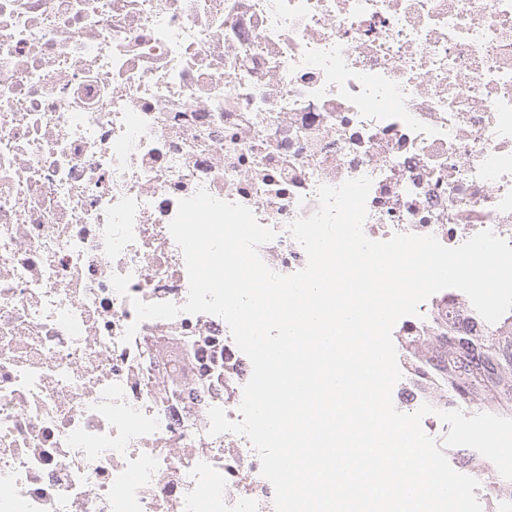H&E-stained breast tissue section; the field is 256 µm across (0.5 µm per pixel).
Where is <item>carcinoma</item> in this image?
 I'll return each mask as SVG.
<instances>
[{"instance_id": "carcinoma-1", "label": "carcinoma", "mask_w": 512, "mask_h": 512, "mask_svg": "<svg viewBox=\"0 0 512 512\" xmlns=\"http://www.w3.org/2000/svg\"><path fill=\"white\" fill-rule=\"evenodd\" d=\"M428 336H398L399 358L412 384L442 392L444 410L461 409L512 417V312L494 324L474 309L440 300ZM454 460L483 475L486 458L473 449L452 451ZM490 501L512 499V480L489 484Z\"/></svg>"}]
</instances>
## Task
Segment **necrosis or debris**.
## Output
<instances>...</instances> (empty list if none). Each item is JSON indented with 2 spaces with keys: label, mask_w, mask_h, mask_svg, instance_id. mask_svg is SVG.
<instances>
[{
  "label": "necrosis or debris",
  "mask_w": 512,
  "mask_h": 512,
  "mask_svg": "<svg viewBox=\"0 0 512 512\" xmlns=\"http://www.w3.org/2000/svg\"><path fill=\"white\" fill-rule=\"evenodd\" d=\"M371 177L364 233L512 241V0H0V512H275L250 360L183 304L205 188L277 233ZM130 275L127 296L112 285Z\"/></svg>",
  "instance_id": "necrosis-or-debris-1"
}]
</instances>
